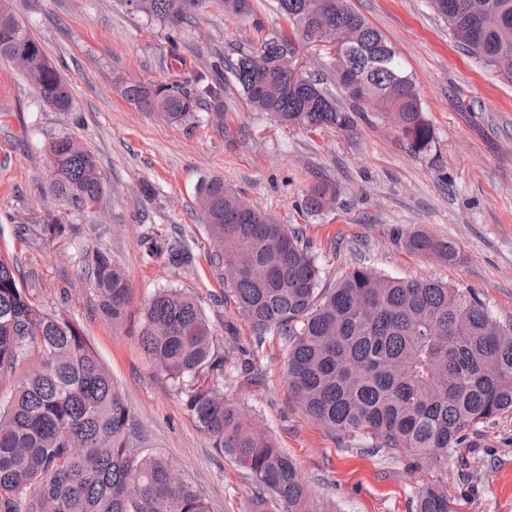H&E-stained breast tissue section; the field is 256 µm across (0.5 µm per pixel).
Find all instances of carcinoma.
<instances>
[{
	"instance_id": "1",
	"label": "carcinoma",
	"mask_w": 512,
	"mask_h": 512,
	"mask_svg": "<svg viewBox=\"0 0 512 512\" xmlns=\"http://www.w3.org/2000/svg\"><path fill=\"white\" fill-rule=\"evenodd\" d=\"M159 23H179L193 0H122ZM454 41L486 64L512 69V0H433ZM288 34L257 48L268 66L254 67V52L234 66L248 105L285 126L354 128L353 114L381 112L410 150L434 141L419 92L388 39L350 0H276ZM348 29L330 67L342 108L321 82L306 78L290 88V48L313 42L320 17ZM0 58L12 62L57 112L74 110L70 84L35 39L0 0ZM127 100L141 111L186 124L204 106L221 112L224 82L199 72L195 92L157 82L128 83ZM44 192L65 209L91 213L106 188L94 153L59 136L46 146ZM337 189L316 183L307 213L336 202ZM219 178L203 182L198 209L211 249L205 259L224 284V302L248 315L252 357L267 338L287 351L286 380L307 415L349 448L406 456L442 468L470 446L481 425L512 414V322L497 320L466 288L402 280L365 266L351 268L331 288L301 232L279 223ZM410 253L448 263L453 243L425 231L400 236ZM146 257L192 269L196 258L181 241L146 237ZM85 262L112 320L124 318L130 284L112 255L101 249ZM144 352L185 397L187 411L211 447L243 468L258 512H335L312 495L293 459L236 401L224 396L228 354L216 350L212 323L183 289L162 288L145 305L140 330ZM37 362L0 400V512H209L204 498L161 455L133 448L126 398L80 327L56 310L35 305L0 257V385L12 380L31 352ZM415 512H450L448 485L431 479L418 491Z\"/></svg>"
}]
</instances>
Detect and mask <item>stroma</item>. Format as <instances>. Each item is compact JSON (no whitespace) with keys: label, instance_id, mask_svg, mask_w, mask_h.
I'll list each match as a JSON object with an SVG mask.
<instances>
[{"label":"stroma","instance_id":"stroma-1","mask_svg":"<svg viewBox=\"0 0 512 512\" xmlns=\"http://www.w3.org/2000/svg\"><path fill=\"white\" fill-rule=\"evenodd\" d=\"M351 4L392 43L420 91L434 128L420 153L373 112L351 131L311 130L248 108L231 65L240 49L287 32L274 0H251L248 17L225 12L221 0H197L191 21L177 25L150 21L118 0H9L69 82L75 110L44 106L0 58V256L16 261L36 305L67 315L97 350L131 408L132 446L165 456L210 512H248L250 480L211 448L175 383L139 342L145 303L159 289L181 288L199 298L216 334L230 320L238 343L249 344L245 318L225 304L224 285L205 260L211 243L195 214L201 181L224 179L281 223L302 228L323 285L361 263L472 289L497 319H512V80L457 47L430 0ZM204 69L224 81V111L200 110L187 124L161 121L121 93L133 81H175L189 90ZM61 135L96 156L107 186L98 212L69 213L43 196L45 145ZM319 180L338 196L310 215L303 200ZM49 213L69 227L54 241L38 231ZM415 230L454 242L458 260L404 250L397 234ZM147 234L184 239L195 267L146 260ZM95 248L109 250L130 283L123 321L101 311L83 261ZM284 370L282 345L269 338L256 371L229 369L224 392L259 415L313 495L334 502L336 512H414L427 471L344 447L291 396ZM444 479L453 512H512V418L480 427Z\"/></svg>","mask_w":512,"mask_h":512}]
</instances>
